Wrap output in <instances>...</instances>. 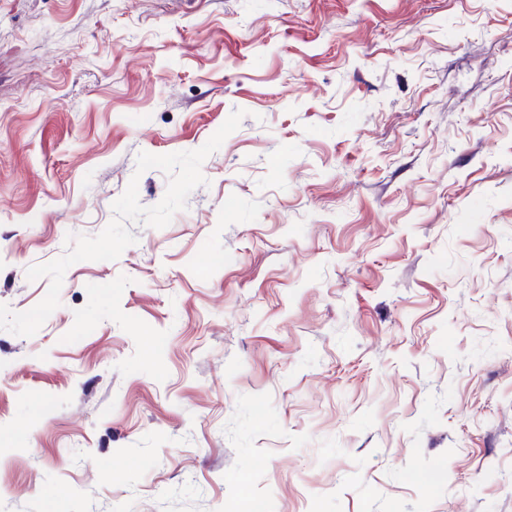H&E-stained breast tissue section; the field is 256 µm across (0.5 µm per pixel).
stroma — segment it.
Masks as SVG:
<instances>
[{"instance_id": "stroma-1", "label": "stroma", "mask_w": 512, "mask_h": 512, "mask_svg": "<svg viewBox=\"0 0 512 512\" xmlns=\"http://www.w3.org/2000/svg\"><path fill=\"white\" fill-rule=\"evenodd\" d=\"M0 512H512V0H0Z\"/></svg>"}]
</instances>
